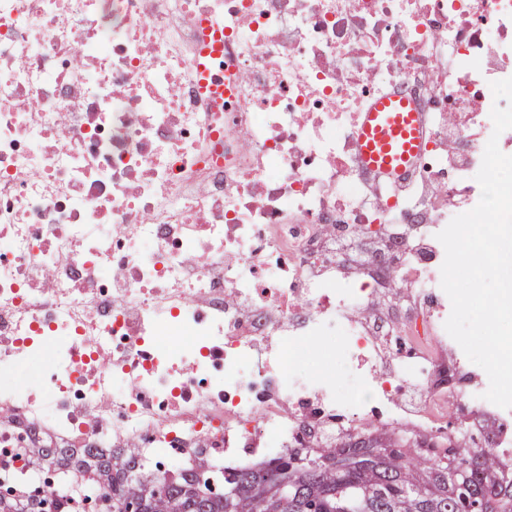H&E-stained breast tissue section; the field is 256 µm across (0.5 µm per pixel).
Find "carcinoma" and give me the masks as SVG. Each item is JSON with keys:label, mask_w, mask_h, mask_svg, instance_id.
Segmentation results:
<instances>
[{"label": "carcinoma", "mask_w": 512, "mask_h": 512, "mask_svg": "<svg viewBox=\"0 0 512 512\" xmlns=\"http://www.w3.org/2000/svg\"><path fill=\"white\" fill-rule=\"evenodd\" d=\"M20 483L0 496V512H46L25 478L56 470L95 477L102 512H512V460L494 448L462 450L455 431L412 433L405 441L363 427L334 444L291 450L248 470L200 464L151 468L137 456L85 448H25ZM430 462L421 470L416 461ZM219 477L216 490L208 479ZM286 484L288 497L280 493Z\"/></svg>", "instance_id": "obj_1"}]
</instances>
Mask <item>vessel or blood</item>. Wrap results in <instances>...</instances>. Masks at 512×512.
Listing matches in <instances>:
<instances>
[{"label":"vessel or blood","mask_w":512,"mask_h":512,"mask_svg":"<svg viewBox=\"0 0 512 512\" xmlns=\"http://www.w3.org/2000/svg\"><path fill=\"white\" fill-rule=\"evenodd\" d=\"M421 141L418 115L410 103L399 96L378 101L366 112L359 131L364 165L382 174L405 175Z\"/></svg>","instance_id":"b4317fda"}]
</instances>
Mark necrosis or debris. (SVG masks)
<instances>
[{"label":"necrosis or debris","instance_id":"necrosis-or-debris-1","mask_svg":"<svg viewBox=\"0 0 512 512\" xmlns=\"http://www.w3.org/2000/svg\"><path fill=\"white\" fill-rule=\"evenodd\" d=\"M508 77L512 0H0V448L252 466L456 412L511 454L437 239L480 200ZM396 91L426 140L392 181L358 131ZM328 338L343 390L288 360Z\"/></svg>","mask_w":512,"mask_h":512}]
</instances>
